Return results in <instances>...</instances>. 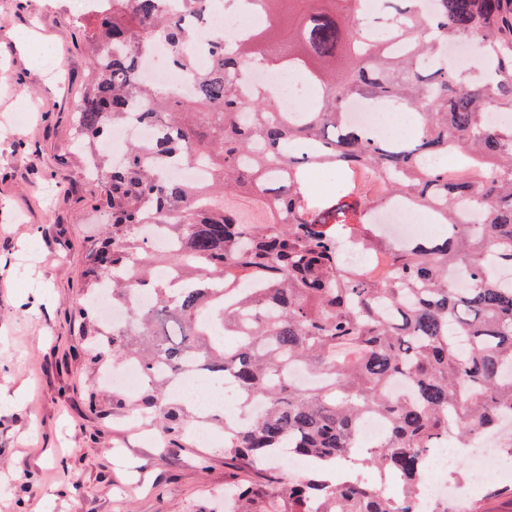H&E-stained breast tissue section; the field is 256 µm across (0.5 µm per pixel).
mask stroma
Segmentation results:
<instances>
[{"instance_id": "obj_1", "label": "stroma", "mask_w": 512, "mask_h": 512, "mask_svg": "<svg viewBox=\"0 0 512 512\" xmlns=\"http://www.w3.org/2000/svg\"><path fill=\"white\" fill-rule=\"evenodd\" d=\"M81 20L74 0H0V512H210L221 412L192 414L210 444L151 417L124 426L133 398L100 383L77 316L109 216L72 147Z\"/></svg>"}]
</instances>
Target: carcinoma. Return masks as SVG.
I'll list each match as a JSON object with an SVG mask.
<instances>
[{
	"instance_id": "obj_1",
	"label": "carcinoma",
	"mask_w": 512,
	"mask_h": 512,
	"mask_svg": "<svg viewBox=\"0 0 512 512\" xmlns=\"http://www.w3.org/2000/svg\"><path fill=\"white\" fill-rule=\"evenodd\" d=\"M83 29L88 88L75 108L86 163L111 214L86 276L111 284L122 305L164 262L177 288L106 332L98 352L135 360L145 375L139 408L177 435L184 405L167 381L196 367L226 377L243 402L266 396L254 423H224V502L212 512H414L434 448H469L512 413V125L490 127L487 98L512 112V0H395L389 20L404 45L398 55L370 37L363 0H260L264 26L246 36L217 33L198 64L195 33L213 0H96ZM477 37L494 62L475 85L448 61V44ZM184 71L193 95L142 79L140 58L156 39ZM278 61L317 83L319 97L299 121L277 107V93L242 94L238 81L257 61ZM401 104L420 117L410 140L385 144L349 126L352 100ZM163 123L169 135L132 143L121 163L102 146L110 128L133 114ZM453 149L469 165L436 159ZM174 165L209 171L202 184L171 177ZM341 176L328 199L312 171ZM482 206L487 222H464L460 200ZM405 201L436 215L446 231L383 250L387 279L376 283L345 264L348 239L369 251L366 206ZM163 224L179 243L165 255L146 249L143 226ZM470 285L456 286L450 271ZM402 380L408 397L389 393ZM366 412L382 415L388 435L362 465L397 473L401 494L376 482H342L322 465L349 460ZM310 469L284 481L257 463L282 454Z\"/></svg>"
}]
</instances>
